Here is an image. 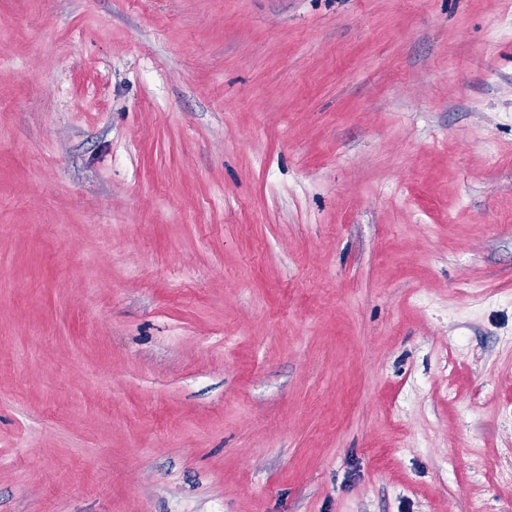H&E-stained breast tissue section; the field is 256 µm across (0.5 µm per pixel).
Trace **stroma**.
Here are the masks:
<instances>
[{
  "instance_id": "stroma-1",
  "label": "stroma",
  "mask_w": 512,
  "mask_h": 512,
  "mask_svg": "<svg viewBox=\"0 0 512 512\" xmlns=\"http://www.w3.org/2000/svg\"><path fill=\"white\" fill-rule=\"evenodd\" d=\"M0 512H512V0H0Z\"/></svg>"
}]
</instances>
